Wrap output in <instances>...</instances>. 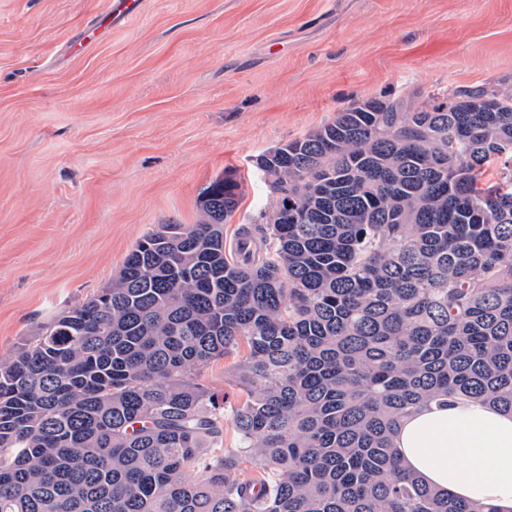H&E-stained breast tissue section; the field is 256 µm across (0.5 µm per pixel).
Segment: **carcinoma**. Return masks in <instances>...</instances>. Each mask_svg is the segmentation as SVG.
Here are the masks:
<instances>
[{
    "mask_svg": "<svg viewBox=\"0 0 512 512\" xmlns=\"http://www.w3.org/2000/svg\"><path fill=\"white\" fill-rule=\"evenodd\" d=\"M399 104L257 157L273 216L236 254L226 177L0 364V512H484L393 433L448 397L512 411V90ZM243 342L221 404L201 371Z\"/></svg>",
    "mask_w": 512,
    "mask_h": 512,
    "instance_id": "carcinoma-1",
    "label": "carcinoma"
}]
</instances>
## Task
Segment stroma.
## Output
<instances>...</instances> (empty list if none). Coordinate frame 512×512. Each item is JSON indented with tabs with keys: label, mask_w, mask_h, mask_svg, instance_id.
<instances>
[{
	"label": "stroma",
	"mask_w": 512,
	"mask_h": 512,
	"mask_svg": "<svg viewBox=\"0 0 512 512\" xmlns=\"http://www.w3.org/2000/svg\"><path fill=\"white\" fill-rule=\"evenodd\" d=\"M0 0V361L105 288L159 224L232 176L239 227L274 206L256 158L370 99L512 88V0Z\"/></svg>",
	"instance_id": "stroma-1"
}]
</instances>
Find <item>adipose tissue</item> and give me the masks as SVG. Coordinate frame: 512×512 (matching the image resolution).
I'll return each mask as SVG.
<instances>
[{
  "instance_id": "1",
  "label": "adipose tissue",
  "mask_w": 512,
  "mask_h": 512,
  "mask_svg": "<svg viewBox=\"0 0 512 512\" xmlns=\"http://www.w3.org/2000/svg\"><path fill=\"white\" fill-rule=\"evenodd\" d=\"M402 466L450 496L512 512V412L480 400L419 406L395 434Z\"/></svg>"
}]
</instances>
